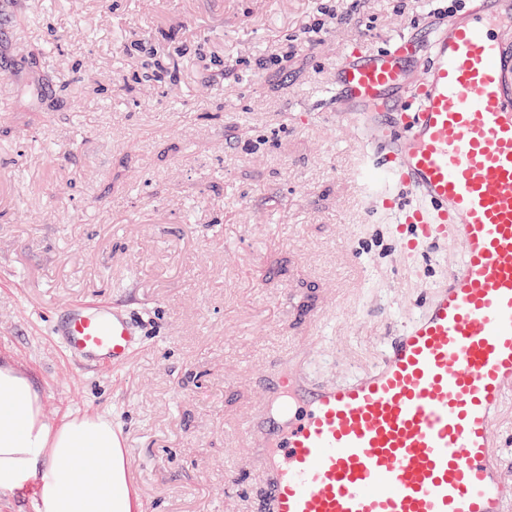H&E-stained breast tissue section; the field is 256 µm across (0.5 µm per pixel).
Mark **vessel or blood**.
<instances>
[{
    "instance_id": "b4317fda",
    "label": "vessel or blood",
    "mask_w": 512,
    "mask_h": 512,
    "mask_svg": "<svg viewBox=\"0 0 512 512\" xmlns=\"http://www.w3.org/2000/svg\"><path fill=\"white\" fill-rule=\"evenodd\" d=\"M512 0H471L443 30L421 26L336 66L335 112L381 133L359 175L392 208L409 254L454 228L446 285L343 384L271 375L238 430L261 450L269 512H512L494 432L512 400ZM420 92L404 90L417 68ZM84 367L128 366L140 327L123 303L69 302L51 327Z\"/></svg>"
}]
</instances>
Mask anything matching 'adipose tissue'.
Returning <instances> with one entry per match:
<instances>
[{
	"label": "adipose tissue",
	"mask_w": 512,
	"mask_h": 512,
	"mask_svg": "<svg viewBox=\"0 0 512 512\" xmlns=\"http://www.w3.org/2000/svg\"><path fill=\"white\" fill-rule=\"evenodd\" d=\"M109 414L47 419L29 377L0 362V493L34 486L36 512H135Z\"/></svg>",
	"instance_id": "ef3b65f1"
}]
</instances>
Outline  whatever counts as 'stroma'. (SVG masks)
<instances>
[{
    "label": "stroma",
    "instance_id": "1",
    "mask_svg": "<svg viewBox=\"0 0 512 512\" xmlns=\"http://www.w3.org/2000/svg\"><path fill=\"white\" fill-rule=\"evenodd\" d=\"M469 2L0 0V360L51 420L111 413L138 512H265L233 427L268 377L348 380L447 283L455 233L400 254L351 178L359 131L323 112L350 42ZM88 296L140 325L128 367L53 343Z\"/></svg>",
    "mask_w": 512,
    "mask_h": 512
}]
</instances>
